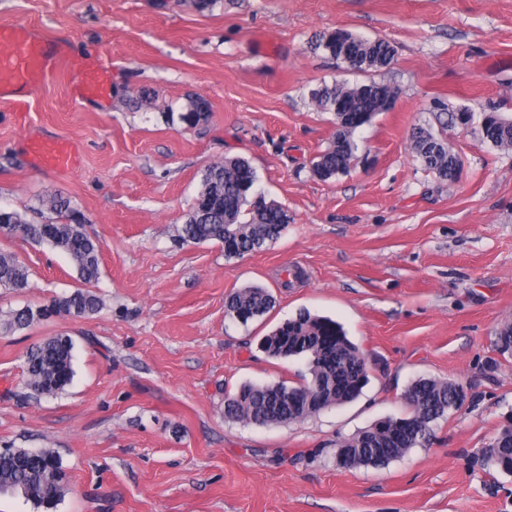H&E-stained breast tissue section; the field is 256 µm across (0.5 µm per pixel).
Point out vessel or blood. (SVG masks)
<instances>
[{
    "label": "vessel or blood",
    "mask_w": 512,
    "mask_h": 512,
    "mask_svg": "<svg viewBox=\"0 0 512 512\" xmlns=\"http://www.w3.org/2000/svg\"><path fill=\"white\" fill-rule=\"evenodd\" d=\"M0 46L8 54L0 59V102L23 106L34 90L50 80L61 64L70 62L67 46L45 38L39 30L26 25L0 26ZM110 81L99 66L83 67L77 93L84 98L105 100ZM30 151L41 164L67 170L78 163L69 146L49 141H35Z\"/></svg>",
    "instance_id": "obj_1"
}]
</instances>
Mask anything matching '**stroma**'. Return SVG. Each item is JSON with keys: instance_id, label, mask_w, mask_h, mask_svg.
<instances>
[{"instance_id": "1", "label": "stroma", "mask_w": 512, "mask_h": 512, "mask_svg": "<svg viewBox=\"0 0 512 512\" xmlns=\"http://www.w3.org/2000/svg\"><path fill=\"white\" fill-rule=\"evenodd\" d=\"M27 24L109 68L106 101L78 100L69 65L24 108L0 103V208L70 198L100 239L103 305L0 331V450H51L67 489L53 510L0 494V512H512V475L485 472L481 450L512 419V357L494 348L512 322V151L474 130L441 128L439 107L512 116V0H0V24ZM345 29L389 41V67L357 72L315 44ZM385 83L389 111L359 132L358 163L330 181L312 159L335 119L312 90ZM206 121L179 118L195 98ZM443 133L457 180L424 169L414 128ZM74 141L78 169L32 162L27 140ZM249 160L291 221L263 250L225 257L177 229L206 168ZM0 251L30 270L0 288V312L41 307L80 283L69 260L20 233ZM298 280L282 287L284 269ZM267 288L274 307L243 326L225 297ZM329 317L370 355L352 402L272 426L224 417L240 384L305 383V359L268 357L261 336L300 311ZM74 343V378L36 399L27 352ZM418 378L458 382L461 409L383 465L340 466L338 440L407 413Z\"/></svg>"}]
</instances>
